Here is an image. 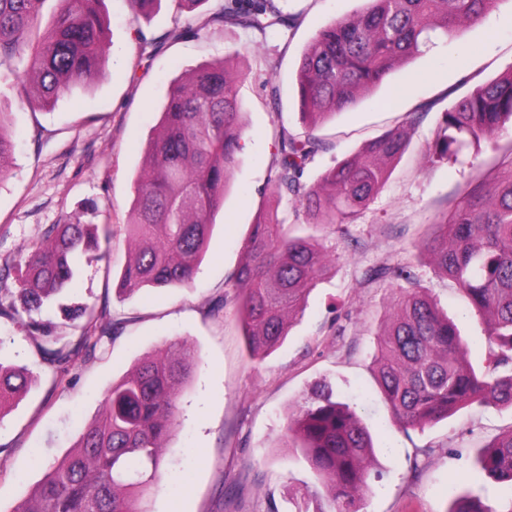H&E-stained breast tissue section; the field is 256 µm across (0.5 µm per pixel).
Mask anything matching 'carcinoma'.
I'll use <instances>...</instances> for the list:
<instances>
[{
  "label": "carcinoma",
  "instance_id": "obj_1",
  "mask_svg": "<svg viewBox=\"0 0 512 512\" xmlns=\"http://www.w3.org/2000/svg\"><path fill=\"white\" fill-rule=\"evenodd\" d=\"M214 11L197 27L169 32L173 40L195 38L208 25L229 23L276 37L291 27L285 0H215ZM360 12L321 27L300 58L295 86L306 130L282 126L276 133L269 196L288 198L308 224H346L365 208L386 181L382 160L406 149L397 126L362 150L327 169L313 184L307 167L326 143L314 131L353 106L360 94L380 84L399 66L425 55L434 40L479 23L503 0H366ZM45 0H0V66L29 81L27 103L52 109L73 89L95 83L108 50L101 0H57L49 27L35 34ZM0 111V180L9 170L12 142ZM512 125V68L499 78L458 96L441 113L429 151L455 159L474 142ZM241 104L224 62L194 71L166 93L160 119L146 148V174L134 186L126 225L133 245L121 270L125 291L151 286L188 287L207 249L212 217L224 203L226 179L243 149ZM110 235L80 220L52 225L40 245L15 266L14 284L0 276V318H13L15 299L38 313L63 294L86 254L107 257ZM418 248L459 287L468 303L490 316L484 370L461 360L455 323L416 287L410 266L382 267L411 285L395 302L394 318L377 336L375 377L385 402L403 429L423 428L474 404L512 407V153L495 173L469 185L454 209L432 224ZM243 262L224 287L244 324L253 357L282 345L293 315L302 311L314 282L326 268L322 246L297 235L276 217L253 225L242 246ZM80 330L76 341L57 336L29 318V336L42 360L63 371L79 351H93L123 322L107 309L64 307ZM191 369V347L172 345L145 359L104 398V411L81 435L78 449L48 468L35 492L17 512H143V494L161 478L163 447L174 423L177 401ZM29 383L27 368L0 364V417ZM288 438L322 479L336 512H360L370 491L373 445L367 426L332 386L317 385L306 406L288 420ZM479 474L512 485V429L481 449ZM449 512H495L480 501L459 498Z\"/></svg>",
  "mask_w": 512,
  "mask_h": 512
}]
</instances>
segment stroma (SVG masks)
<instances>
[{"instance_id":"1","label":"stroma","mask_w":512,"mask_h":512,"mask_svg":"<svg viewBox=\"0 0 512 512\" xmlns=\"http://www.w3.org/2000/svg\"><path fill=\"white\" fill-rule=\"evenodd\" d=\"M362 6V0H289L295 25L284 37L265 40L214 24L199 38L173 41L168 32L201 25L211 0L191 12L160 0L147 17L135 16L127 0H102L110 44L106 73L94 85L43 110L28 105L11 74H0V110L9 115L15 142L10 172L0 180V270L37 248L50 225L74 219L111 225L109 259L81 260L73 286L41 317L63 336L74 333L60 312L64 305H105L124 322L116 338L55 374L23 322L0 318V362L32 373L28 389L0 418V512H14L46 469L72 451L113 383L179 341L191 345L194 360L165 442L161 479L144 497L148 512H330L320 478L285 438L289 415L324 382L355 405L373 436L376 478L362 512H450L458 496L478 497L497 510L512 500V487L473 476L478 450L512 429V408L475 404L422 430L399 428L374 371L376 335L391 318L399 282L372 274L380 265L411 266L418 286L457 324L467 361L484 367L485 316L412 245L468 183L512 151L508 128L472 144L460 161L427 155L461 74L480 84L512 67V0H502L461 36L439 39L317 129L328 149L316 156L309 182L386 131L405 130L403 156L389 163L383 188L351 223L315 227L288 202L276 206L262 194L276 159V128L303 130L292 79L299 59L316 30ZM221 59L243 73L235 88L247 127L224 204L213 216L208 252L190 287L119 294L134 180L166 91L172 81ZM267 80L279 85V102L266 96ZM426 102L430 111L406 124V114ZM272 206L298 234L327 249L330 265L284 344L261 361L247 352L234 304L219 313L212 305L242 260L251 225Z\"/></svg>"}]
</instances>
